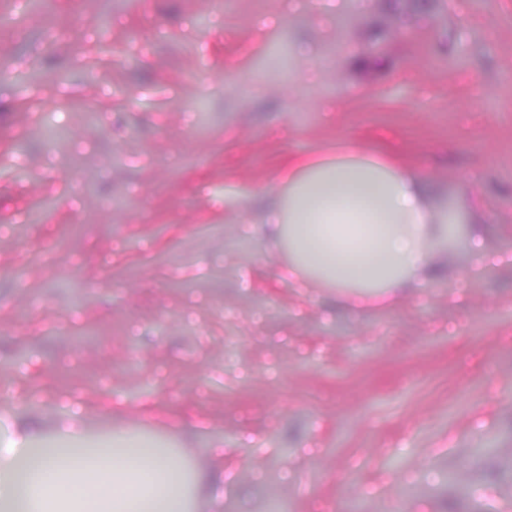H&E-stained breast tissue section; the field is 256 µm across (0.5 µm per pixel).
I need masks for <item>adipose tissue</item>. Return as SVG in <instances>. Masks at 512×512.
<instances>
[{"label":"adipose tissue","instance_id":"1","mask_svg":"<svg viewBox=\"0 0 512 512\" xmlns=\"http://www.w3.org/2000/svg\"><path fill=\"white\" fill-rule=\"evenodd\" d=\"M284 195L261 201L251 232L287 242L282 271L367 299L448 271L453 226L483 223L485 204L438 202L433 184L349 149L288 166ZM22 449L0 445V512H192L184 461L146 436L113 433L101 448H52L38 472L19 469Z\"/></svg>","mask_w":512,"mask_h":512}]
</instances>
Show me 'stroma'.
I'll use <instances>...</instances> for the list:
<instances>
[{
	"instance_id": "1",
	"label": "stroma",
	"mask_w": 512,
	"mask_h": 512,
	"mask_svg": "<svg viewBox=\"0 0 512 512\" xmlns=\"http://www.w3.org/2000/svg\"><path fill=\"white\" fill-rule=\"evenodd\" d=\"M112 26L99 33L93 16ZM0 442L224 450L220 512H512V0H0ZM43 81L27 86L31 68ZM69 127L68 144L36 135ZM361 146L485 204L362 309L240 225Z\"/></svg>"
}]
</instances>
